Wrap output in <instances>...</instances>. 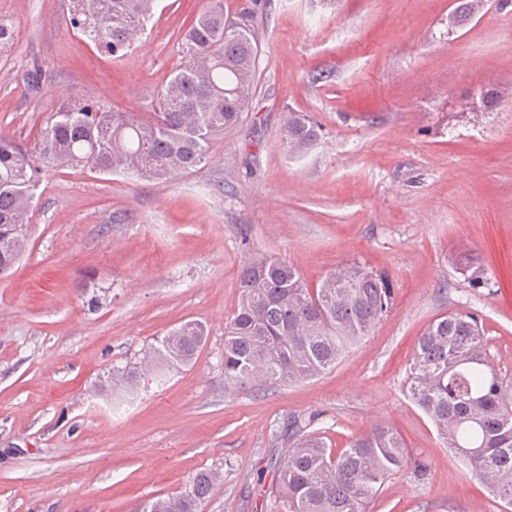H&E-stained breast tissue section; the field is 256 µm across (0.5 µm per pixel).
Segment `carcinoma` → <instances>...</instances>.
Returning a JSON list of instances; mask_svg holds the SVG:
<instances>
[{"instance_id":"cac0c4a2","label":"carcinoma","mask_w":512,"mask_h":512,"mask_svg":"<svg viewBox=\"0 0 512 512\" xmlns=\"http://www.w3.org/2000/svg\"><path fill=\"white\" fill-rule=\"evenodd\" d=\"M155 2L73 0L69 24L102 52L122 57L130 37L144 33ZM253 19L244 7L239 26L231 27L224 0H210L183 37L186 64L157 92L146 119L77 98L53 112L33 153L0 132V277L28 248L26 224L42 168L88 166L109 175L167 179L211 158L217 138L249 108L258 50ZM317 137L316 126L299 112L288 113L280 130L292 152ZM237 293L224 327V390L243 393L300 383L336 367L387 315L393 285L387 273L347 261L309 288L293 265L250 250ZM205 341L202 324H182L140 366L112 370L110 390L129 392L149 371L191 364ZM403 386L444 447L494 497L512 504V377L490 359L478 317L456 312L428 324ZM312 421L273 431L275 440L288 444L271 490L282 512H368L390 477L423 480L428 474V465L408 453L399 432L384 422L335 451L309 431ZM219 479L201 471L180 494L149 499L135 512H200Z\"/></svg>"}]
</instances>
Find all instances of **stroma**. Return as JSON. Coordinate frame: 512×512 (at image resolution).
I'll use <instances>...</instances> for the list:
<instances>
[{
    "mask_svg": "<svg viewBox=\"0 0 512 512\" xmlns=\"http://www.w3.org/2000/svg\"><path fill=\"white\" fill-rule=\"evenodd\" d=\"M208 2L157 0L115 59L68 25L72 0H0L13 33L0 131L35 149L74 98L149 112ZM249 6L254 108L207 163L161 180L41 175L28 250L0 277V512H132L204 469L223 478L201 512H270L271 429L297 417L336 450L386 422L427 461L425 480H387L373 512H503L401 382L418 336L448 312L476 313L512 376V0H485L462 28L448 24L455 0H224L230 17ZM291 110L319 126L299 153L279 137ZM250 249L313 288L347 260L386 271L392 306L326 374L225 394L224 325ZM187 321L207 329L195 361L113 403V369Z\"/></svg>",
    "mask_w": 512,
    "mask_h": 512,
    "instance_id": "1",
    "label": "stroma"
}]
</instances>
